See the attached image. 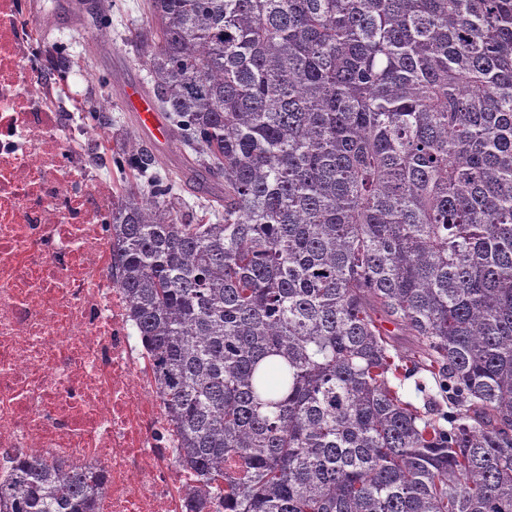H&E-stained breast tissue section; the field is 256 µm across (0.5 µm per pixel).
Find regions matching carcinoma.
<instances>
[{"mask_svg":"<svg viewBox=\"0 0 512 512\" xmlns=\"http://www.w3.org/2000/svg\"><path fill=\"white\" fill-rule=\"evenodd\" d=\"M149 10L140 58L219 218L184 221L134 139L105 226L187 512H512V0ZM50 53L60 97L79 62ZM417 374L448 409L403 398ZM102 472L21 457L0 512H96Z\"/></svg>","mask_w":512,"mask_h":512,"instance_id":"1","label":"carcinoma"}]
</instances>
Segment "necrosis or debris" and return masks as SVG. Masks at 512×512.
<instances>
[{"instance_id":"4bbe7bcc","label":"necrosis or debris","mask_w":512,"mask_h":512,"mask_svg":"<svg viewBox=\"0 0 512 512\" xmlns=\"http://www.w3.org/2000/svg\"><path fill=\"white\" fill-rule=\"evenodd\" d=\"M44 32L0 0V480L20 456L99 464L98 512H181L193 482L112 275V188L37 84Z\"/></svg>"}]
</instances>
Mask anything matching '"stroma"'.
Here are the masks:
<instances>
[{"mask_svg": "<svg viewBox=\"0 0 512 512\" xmlns=\"http://www.w3.org/2000/svg\"><path fill=\"white\" fill-rule=\"evenodd\" d=\"M36 2L48 19V42L69 43L72 55L88 64L76 91L81 101L93 104L100 112L110 139L102 147L95 137L86 138L84 156H92L102 148L110 152L122 150L128 138L139 133L136 115L124 103L123 85L130 80L144 85L149 82L148 71L135 51L138 36L154 27L146 0H112V29L104 40L89 13H73L69 0ZM153 153L160 168L175 177L185 214L192 219L202 216L215 190L213 178L201 167L188 166L184 151L175 140L154 147Z\"/></svg>", "mask_w": 512, "mask_h": 512, "instance_id": "obj_1", "label": "stroma"}]
</instances>
